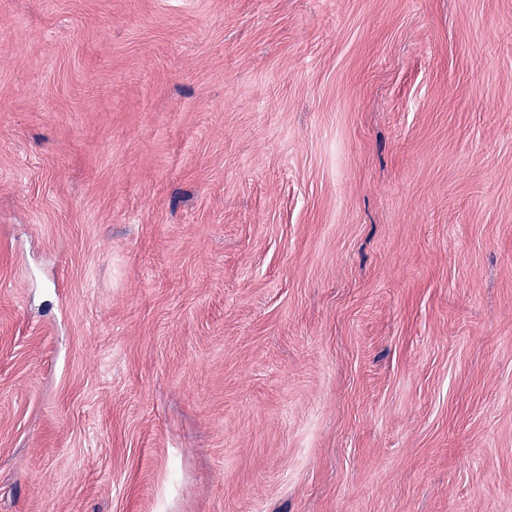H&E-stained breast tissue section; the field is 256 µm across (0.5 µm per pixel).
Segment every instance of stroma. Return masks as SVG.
Here are the masks:
<instances>
[{"instance_id": "obj_1", "label": "stroma", "mask_w": 512, "mask_h": 512, "mask_svg": "<svg viewBox=\"0 0 512 512\" xmlns=\"http://www.w3.org/2000/svg\"><path fill=\"white\" fill-rule=\"evenodd\" d=\"M0 512H512V0H0Z\"/></svg>"}]
</instances>
